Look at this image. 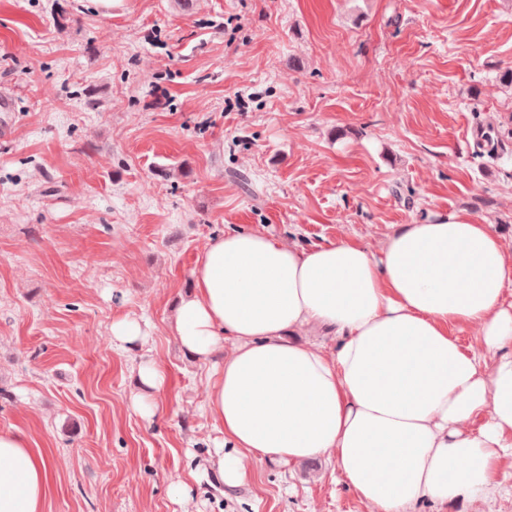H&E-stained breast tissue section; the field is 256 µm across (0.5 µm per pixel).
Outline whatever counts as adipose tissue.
<instances>
[{
  "mask_svg": "<svg viewBox=\"0 0 512 512\" xmlns=\"http://www.w3.org/2000/svg\"><path fill=\"white\" fill-rule=\"evenodd\" d=\"M193 280L170 328L213 364L226 485L253 461L327 456L372 512L489 496L512 452V252L490 225L452 213L399 224L377 253L234 230L208 242ZM466 326L483 353L453 336ZM315 327L340 336L335 355L301 340ZM478 414L482 426L463 429ZM51 483L49 456L1 431L0 512H45Z\"/></svg>",
  "mask_w": 512,
  "mask_h": 512,
  "instance_id": "adipose-tissue-1",
  "label": "adipose tissue"
}]
</instances>
